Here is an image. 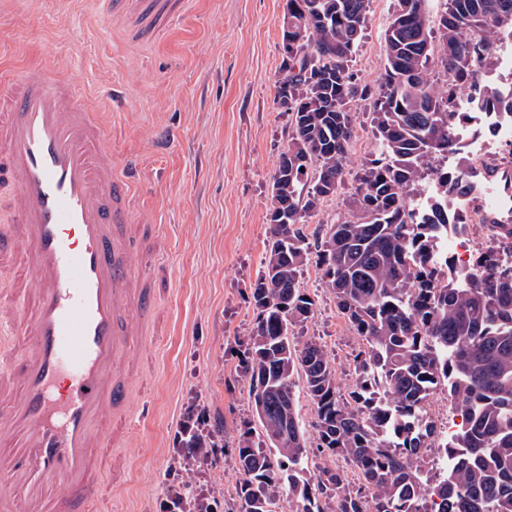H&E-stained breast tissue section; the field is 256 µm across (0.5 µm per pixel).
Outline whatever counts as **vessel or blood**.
<instances>
[{"mask_svg":"<svg viewBox=\"0 0 512 512\" xmlns=\"http://www.w3.org/2000/svg\"><path fill=\"white\" fill-rule=\"evenodd\" d=\"M130 33L156 31L171 0H109ZM0 93V183L13 188L0 264L25 276L0 301V512H101L102 451L126 447L139 349L155 326L161 225L134 222V165L116 172L93 103L48 66Z\"/></svg>","mask_w":512,"mask_h":512,"instance_id":"vessel-or-blood-1","label":"vessel or blood"}]
</instances>
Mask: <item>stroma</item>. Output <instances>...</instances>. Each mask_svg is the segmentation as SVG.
<instances>
[{
  "label": "stroma",
  "mask_w": 512,
  "mask_h": 512,
  "mask_svg": "<svg viewBox=\"0 0 512 512\" xmlns=\"http://www.w3.org/2000/svg\"><path fill=\"white\" fill-rule=\"evenodd\" d=\"M393 3L370 0L352 63L357 83L383 71ZM283 12L284 0H178L157 32L134 41L129 20L105 15L102 0H0V76L32 64L75 76L103 114L115 164H137V221L168 227L158 256L168 272L160 335L139 359L148 390L137 404L150 417L132 421L118 512H156L181 406L194 397L222 431L214 479L224 506L239 507L237 430L256 414L235 372L236 350L254 327L250 286L262 269L272 176L288 141L275 88ZM301 283L316 313L295 339L322 342L350 393L360 339L315 262Z\"/></svg>",
  "instance_id": "1"
}]
</instances>
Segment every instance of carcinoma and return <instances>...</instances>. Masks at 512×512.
<instances>
[{"label": "carcinoma", "instance_id": "obj_1", "mask_svg": "<svg viewBox=\"0 0 512 512\" xmlns=\"http://www.w3.org/2000/svg\"><path fill=\"white\" fill-rule=\"evenodd\" d=\"M301 2L304 10L288 15L292 46L276 80L288 145L273 175L264 268L250 288L255 327L236 367L262 428L245 423L236 439L240 512H276L280 489L302 501L301 512H324L319 494L336 499V512H432L422 449L436 426L423 409L439 386L465 424L444 448L463 454L432 490L438 512H512V268L494 251L456 279L431 265L448 223V172H435L439 187L421 223L408 200L431 155L457 142L456 91L470 87L484 107L512 113V100L482 82L499 35L512 31V0H442L436 16L433 0H396L384 70L364 86L351 63L369 0ZM367 99L378 149L353 176L351 218L316 246L324 286L361 340L346 398L324 345L295 341L316 312L300 285L311 254L300 224L345 185L351 103ZM298 380L315 405L319 452L356 470L357 489L340 466L304 477Z\"/></svg>", "mask_w": 512, "mask_h": 512}]
</instances>
